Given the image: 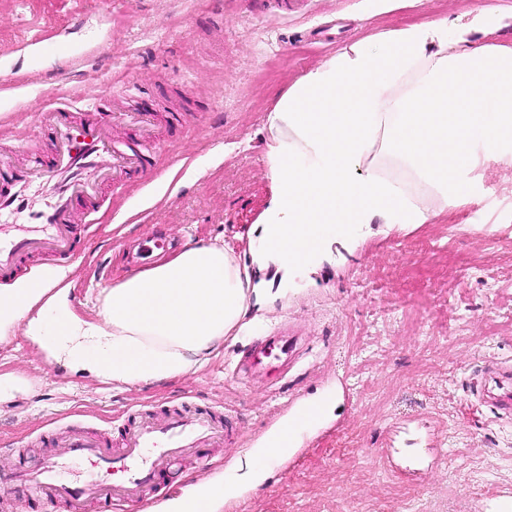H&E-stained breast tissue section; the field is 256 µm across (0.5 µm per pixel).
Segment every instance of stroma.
Here are the masks:
<instances>
[{
	"label": "stroma",
	"instance_id": "1",
	"mask_svg": "<svg viewBox=\"0 0 512 512\" xmlns=\"http://www.w3.org/2000/svg\"><path fill=\"white\" fill-rule=\"evenodd\" d=\"M494 5L512 39V0H0V147L16 165L40 146L34 112L62 99L132 105L146 91L159 144L149 179L106 191L83 257L64 267L73 305L93 315L102 289L135 269L132 242L165 238L164 256L203 240L246 251L255 294L244 330L197 372L129 389L47 362L24 336L0 342V512H32L11 475L49 456L39 438L82 422L112 423L157 402L218 407L235 444L172 483L228 476L259 452L305 396L326 402L288 470L242 476L234 512H504L512 493V420L473 387L492 361L512 365V170L483 171L473 204L421 226L367 224L332 239L308 267L259 264L257 226L271 199L265 120L301 75L381 29ZM302 337L287 377L233 375L240 351L280 326ZM346 377L351 403L335 400Z\"/></svg>",
	"mask_w": 512,
	"mask_h": 512
}]
</instances>
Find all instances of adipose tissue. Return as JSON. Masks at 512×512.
<instances>
[{
    "mask_svg": "<svg viewBox=\"0 0 512 512\" xmlns=\"http://www.w3.org/2000/svg\"><path fill=\"white\" fill-rule=\"evenodd\" d=\"M497 13L432 19L348 44L288 88L266 117L272 200L262 257L299 268L328 232L425 224L472 202L471 175L512 167V42ZM60 273L0 289V341L23 333L54 363L120 387L180 378L243 329L246 270L199 242L103 289L76 311ZM220 482L192 484L169 512H218Z\"/></svg>",
    "mask_w": 512,
    "mask_h": 512,
    "instance_id": "obj_1",
    "label": "adipose tissue"
}]
</instances>
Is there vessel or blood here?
<instances>
[{"instance_id":"1","label":"vessel or blood","mask_w":512,"mask_h":512,"mask_svg":"<svg viewBox=\"0 0 512 512\" xmlns=\"http://www.w3.org/2000/svg\"><path fill=\"white\" fill-rule=\"evenodd\" d=\"M106 100L89 104L93 116L80 120L78 103L63 100L48 108L42 125L43 146L14 176L10 155L0 152V215L28 206L33 186L50 185L51 196L33 213L38 234L0 242V281L9 279L25 264L51 259L62 264L83 255L86 228L73 222L76 209L94 212L95 190L105 181L121 187L133 177L152 172L156 143L151 135L154 114L147 109L107 113ZM122 122L126 141L112 138V125ZM298 344L297 337L278 333L244 353L234 374H259L268 361L287 367ZM477 400L492 407L500 417L512 419V367H485L475 388ZM119 444L109 445L81 428L69 427L58 441L72 456L90 465L86 477L66 480L64 462L44 458L32 468L15 472L31 495L35 512L54 501L65 502L70 512H126L128 506L152 507L167 494L172 469L186 458L207 464L210 451L229 441L233 430L223 412L212 406L183 401L159 403L129 413L117 426Z\"/></svg>"}]
</instances>
